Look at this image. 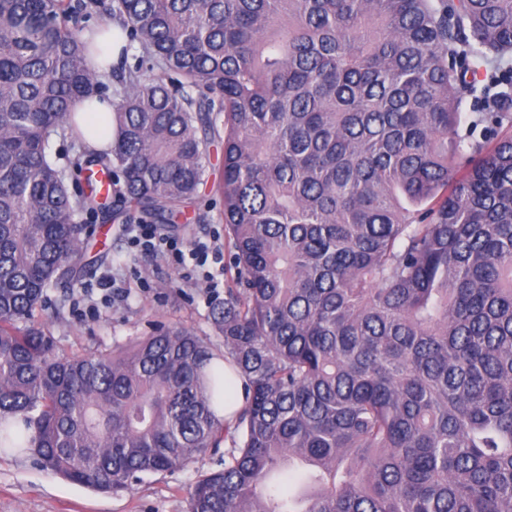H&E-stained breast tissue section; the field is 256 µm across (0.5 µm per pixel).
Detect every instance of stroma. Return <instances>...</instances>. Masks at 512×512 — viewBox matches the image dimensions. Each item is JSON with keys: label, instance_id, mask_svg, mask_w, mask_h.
Here are the masks:
<instances>
[{"label": "stroma", "instance_id": "1", "mask_svg": "<svg viewBox=\"0 0 512 512\" xmlns=\"http://www.w3.org/2000/svg\"><path fill=\"white\" fill-rule=\"evenodd\" d=\"M210 159V177L198 206L179 223L161 225L160 231L186 250L196 240L210 241L223 252L224 263L191 268L139 251L125 232L126 224L139 223L137 214L116 221L108 208L95 216L79 213L77 223L90 230L79 260L82 275L72 286L52 290L35 313L36 321L54 336L60 353L112 352L144 336L155 321L185 328L222 350L211 311L223 302L234 269L218 190L221 144L211 145ZM208 271L215 273L218 288H210L204 277ZM219 460V455L209 452L183 468L144 476L130 490L111 494L44 470L31 452H1L0 512H188L194 482L218 469Z\"/></svg>", "mask_w": 512, "mask_h": 512}]
</instances>
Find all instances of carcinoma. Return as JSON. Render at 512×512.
I'll use <instances>...</instances> for the list:
<instances>
[{
  "instance_id": "1",
  "label": "carcinoma",
  "mask_w": 512,
  "mask_h": 512,
  "mask_svg": "<svg viewBox=\"0 0 512 512\" xmlns=\"http://www.w3.org/2000/svg\"><path fill=\"white\" fill-rule=\"evenodd\" d=\"M65 12L0 0V448L120 492L232 429L189 512H512V0H113L141 55L75 166L174 224L223 141L234 286L222 353L71 358L34 320L104 205L52 158L101 86ZM225 375V393H224V408H222L221 415L225 418H231L234 413L239 410L244 403V391L241 386V381H235L230 370L224 366ZM226 379L228 380L229 394L226 390Z\"/></svg>"
}]
</instances>
